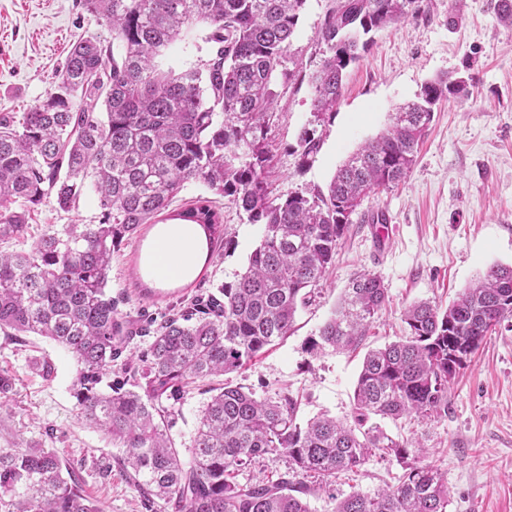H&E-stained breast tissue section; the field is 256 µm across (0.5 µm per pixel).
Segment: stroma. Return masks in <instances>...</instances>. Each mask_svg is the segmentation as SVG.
Listing matches in <instances>:
<instances>
[{
    "label": "stroma",
    "mask_w": 512,
    "mask_h": 512,
    "mask_svg": "<svg viewBox=\"0 0 512 512\" xmlns=\"http://www.w3.org/2000/svg\"><path fill=\"white\" fill-rule=\"evenodd\" d=\"M331 0H307L292 44L305 71L321 54L315 42ZM499 0H463L449 21L451 0H422V13L376 34L359 64L349 68L335 115L316 132L319 147L301 157L297 137L311 119L307 80L278 82V108L271 131L266 179L275 195L326 192L331 178L359 146L379 135L400 104L415 99L440 75L471 76L470 94L443 104L429 127L406 181L368 197L352 217L333 267L301 308L296 329L281 344L230 375L259 396L280 389L299 396L301 419L326 413L351 420L353 392L368 350L404 335L402 313L427 300L447 307L490 266L512 264V27L501 23ZM210 30L198 26L190 41L159 57L161 69L177 71L207 59ZM111 41L112 34L78 0H0V114L21 115L56 92L60 70L78 38ZM229 245L220 249L191 287H162L142 269L154 234L144 226L112 258L109 288L134 332L125 356L149 346L139 329L151 318L178 310L191 299L215 293L245 271L263 227L221 199ZM382 212L391 227L376 239L369 218ZM93 198L60 211L54 199L31 208L29 248L48 224H87L97 215ZM378 275L388 295L362 346L356 351H305L317 337L338 298L359 272ZM53 362L52 381L33 369ZM77 364L60 345L34 334L0 332V372L17 376L13 393L0 400V448L40 444L81 471L84 490L102 512H159L149 506L116 466L119 451L98 430L76 417L72 381ZM386 431L426 448V462L448 479V512H512V323L502 322L472 355L448 390V411L420 421H384ZM404 468L394 456L376 453L360 471L339 474L317 486L307 500L312 512H333L352 491L374 493L396 485Z\"/></svg>",
    "instance_id": "1"
}]
</instances>
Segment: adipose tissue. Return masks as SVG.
Listing matches in <instances>:
<instances>
[{
    "label": "adipose tissue",
    "instance_id": "obj_1",
    "mask_svg": "<svg viewBox=\"0 0 512 512\" xmlns=\"http://www.w3.org/2000/svg\"><path fill=\"white\" fill-rule=\"evenodd\" d=\"M204 241L199 225H163L149 247L145 264L158 282L186 279L202 257Z\"/></svg>",
    "mask_w": 512,
    "mask_h": 512
}]
</instances>
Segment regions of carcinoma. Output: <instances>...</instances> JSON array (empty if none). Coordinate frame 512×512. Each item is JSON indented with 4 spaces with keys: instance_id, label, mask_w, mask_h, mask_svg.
I'll use <instances>...</instances> for the list:
<instances>
[{
    "instance_id": "carcinoma-1",
    "label": "carcinoma",
    "mask_w": 512,
    "mask_h": 512,
    "mask_svg": "<svg viewBox=\"0 0 512 512\" xmlns=\"http://www.w3.org/2000/svg\"><path fill=\"white\" fill-rule=\"evenodd\" d=\"M112 32V42L81 39L69 51L58 92L19 118L0 115V329L35 334L75 359L76 416L122 449L119 464L135 488L165 512H311L301 476L324 483L357 472L382 451L415 462L395 487L354 491L334 512H448V483L418 458L424 448L389 435L374 418L430 419L448 411V387L502 321L512 317V265L496 264L443 310L427 301L404 313L406 335L369 351L354 389L353 423L324 415L302 421L286 390L260 397L215 379L243 367L293 331L298 309L324 279L366 198L404 182L438 105L461 96L468 79L439 77L395 109L388 130L337 170L328 193L269 190L273 85L290 55L306 0H79ZM422 0H334L316 34L322 48L309 75L310 112L322 125L336 112L348 67L373 34L421 14ZM211 29L210 57L181 72L155 59L194 27ZM102 100L104 111L77 97ZM316 128L298 135L301 156L317 151ZM199 181L263 225L246 271L233 283L160 323L145 325L149 348L128 359L130 388L103 389L123 353L128 321L109 293L112 254L163 214L185 184ZM92 195L96 224H47L29 249L27 208L55 197L68 211ZM21 205L15 210L14 204ZM200 225L207 253L224 242L217 201L200 197L178 212ZM387 292L371 272L357 274L307 351L356 348ZM210 394L190 457L171 430L179 397ZM266 455L288 458L275 481L238 475ZM0 512H100L80 477L51 448H0Z\"/></svg>"
}]
</instances>
